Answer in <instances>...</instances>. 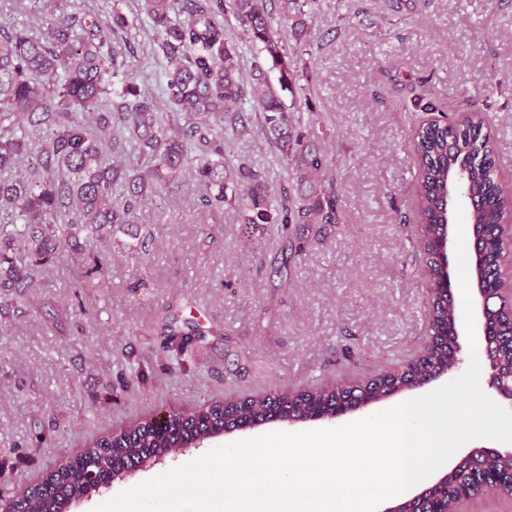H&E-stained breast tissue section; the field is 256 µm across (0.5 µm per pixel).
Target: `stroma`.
Listing matches in <instances>:
<instances>
[{
	"instance_id": "1",
	"label": "stroma",
	"mask_w": 512,
	"mask_h": 512,
	"mask_svg": "<svg viewBox=\"0 0 512 512\" xmlns=\"http://www.w3.org/2000/svg\"><path fill=\"white\" fill-rule=\"evenodd\" d=\"M119 8L141 89L161 98L166 62L139 0H84L99 14ZM301 63L326 136L340 221L301 225L307 250L275 287L271 266L284 241L259 227L246 242L233 207L201 206L193 168L167 196L142 205L138 229L148 253L123 230L99 242L110 260L109 288H83L69 255L36 273L29 305L0 299V474L22 490L89 435L156 410L187 409L240 391L301 388L386 369L416 356L426 336V295L418 269L409 107L413 95L438 111L479 113L493 133L496 166L512 180V0H323ZM497 90L486 95L484 88ZM246 157L271 189L287 181L257 118L231 135L229 158ZM180 315L241 340L208 334L172 362L158 353L159 316L176 294ZM236 431L136 472L73 503L94 512L119 493L251 435Z\"/></svg>"
}]
</instances>
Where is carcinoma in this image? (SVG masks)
I'll use <instances>...</instances> for the list:
<instances>
[{
  "label": "carcinoma",
  "mask_w": 512,
  "mask_h": 512,
  "mask_svg": "<svg viewBox=\"0 0 512 512\" xmlns=\"http://www.w3.org/2000/svg\"><path fill=\"white\" fill-rule=\"evenodd\" d=\"M158 35V47L168 67L165 94L172 112L153 109L131 72L116 85L118 52L114 42L128 27L120 11L108 16L78 9L56 14L54 0H42L45 30H0V173L27 160L29 174L0 178V288H19L13 302H29L24 289L33 287L27 269L59 259L65 250L87 280L104 276V261L91 256L94 243L115 225L135 223L140 205L160 197L181 181L188 162L202 205L233 206L243 237L251 240L255 224H274L286 237L295 224L336 223V191L318 177L329 165L321 145L306 141L315 134L294 131L293 113L279 91L297 92V68L290 55L309 47L312 14L320 0H140ZM279 3L281 17L295 40L289 47L271 23L268 6ZM232 17L253 48L252 82L245 81L239 46L224 18ZM278 72L277 83L270 73ZM251 101L259 114L264 141L275 147L293 184L275 191L246 162L229 166L224 136L216 127L243 132L248 119L243 105ZM43 132V140L28 139L26 126ZM412 141L418 166L416 196L420 224L419 247L425 260L428 334L427 357H413L398 368L364 377L360 396L374 404L395 388H405L434 372L450 369L456 344L443 338L456 308L436 295L438 282L448 277L437 259L444 235L443 192L457 176L469 183L481 206L469 213V224L491 231L512 210V190L495 175L490 141L464 113L441 122L422 120ZM134 145L144 166L129 169L110 162L108 152L124 143ZM12 230H7V227ZM496 280V257L486 255L472 267L471 280ZM163 341L167 356H182L207 334L201 326L170 313ZM349 397L342 381L276 392L242 393L204 401L189 410L171 412L164 430L153 418L138 419L118 431L92 436L85 448L21 493L0 482V501L16 512H62L77 495L87 469L102 475L136 462L149 466L172 448L204 440L242 419L264 424L303 421L336 408ZM485 469L512 470V455L477 459L447 472L427 496L402 504L407 512H430L437 505L450 509L478 491V474Z\"/></svg>",
  "instance_id": "1"
}]
</instances>
